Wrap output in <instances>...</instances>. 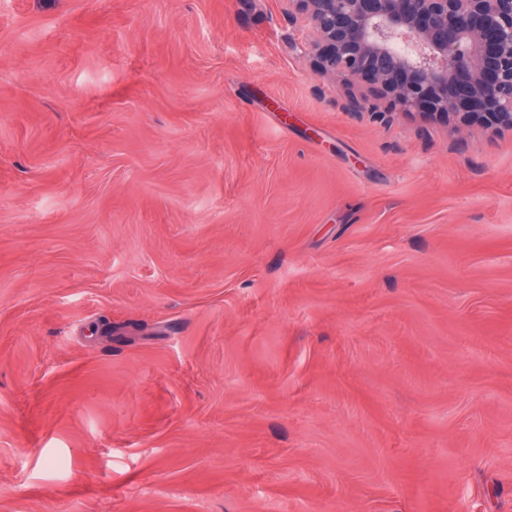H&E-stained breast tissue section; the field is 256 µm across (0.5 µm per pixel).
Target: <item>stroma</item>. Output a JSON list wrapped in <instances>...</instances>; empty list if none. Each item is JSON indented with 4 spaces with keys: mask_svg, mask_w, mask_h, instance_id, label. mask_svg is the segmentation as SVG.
<instances>
[{
    "mask_svg": "<svg viewBox=\"0 0 512 512\" xmlns=\"http://www.w3.org/2000/svg\"><path fill=\"white\" fill-rule=\"evenodd\" d=\"M306 36L0 0V512H512V130Z\"/></svg>",
    "mask_w": 512,
    "mask_h": 512,
    "instance_id": "obj_1",
    "label": "stroma"
}]
</instances>
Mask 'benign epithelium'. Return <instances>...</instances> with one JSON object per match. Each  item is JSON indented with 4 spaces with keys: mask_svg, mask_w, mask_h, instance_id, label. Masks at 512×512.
Returning a JSON list of instances; mask_svg holds the SVG:
<instances>
[{
    "mask_svg": "<svg viewBox=\"0 0 512 512\" xmlns=\"http://www.w3.org/2000/svg\"><path fill=\"white\" fill-rule=\"evenodd\" d=\"M321 75L365 80L394 109L512 129V0H284ZM345 111L378 115L362 97Z\"/></svg>",
    "mask_w": 512,
    "mask_h": 512,
    "instance_id": "benign-epithelium-1",
    "label": "benign epithelium"
}]
</instances>
